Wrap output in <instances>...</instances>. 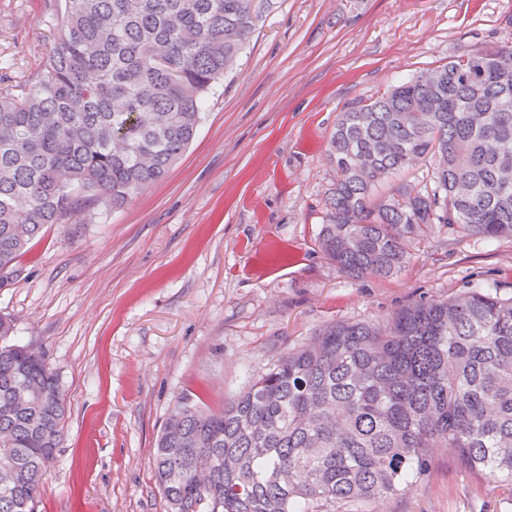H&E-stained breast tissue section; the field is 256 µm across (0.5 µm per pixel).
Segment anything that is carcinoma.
<instances>
[{"label": "carcinoma", "mask_w": 512, "mask_h": 512, "mask_svg": "<svg viewBox=\"0 0 512 512\" xmlns=\"http://www.w3.org/2000/svg\"><path fill=\"white\" fill-rule=\"evenodd\" d=\"M260 16L254 0H65L35 88L0 92V288L48 226L166 177ZM433 72L337 120L317 244L349 278L400 270L433 224L512 237V47L466 48ZM427 159L431 189L374 195ZM13 334L0 316V512H36L69 409ZM440 445L512 490V297L472 287L384 325L333 322L220 410L179 396L153 477L167 512H342L427 480Z\"/></svg>", "instance_id": "obj_1"}]
</instances>
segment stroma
Returning a JSON list of instances; mask_svg holds the SVG:
<instances>
[{"mask_svg":"<svg viewBox=\"0 0 512 512\" xmlns=\"http://www.w3.org/2000/svg\"><path fill=\"white\" fill-rule=\"evenodd\" d=\"M64 0H0V91L30 92ZM193 143L122 209L49 227L0 288L13 343L41 352L70 414L38 512H166L152 454L185 393L211 409L331 321L381 323L478 284L512 296V238L445 224L406 243L390 277L352 280L315 239L341 112L447 63L512 45V0H264ZM427 481L361 512H512V496L431 451Z\"/></svg>","mask_w":512,"mask_h":512,"instance_id":"35a3bbf8","label":"stroma"}]
</instances>
